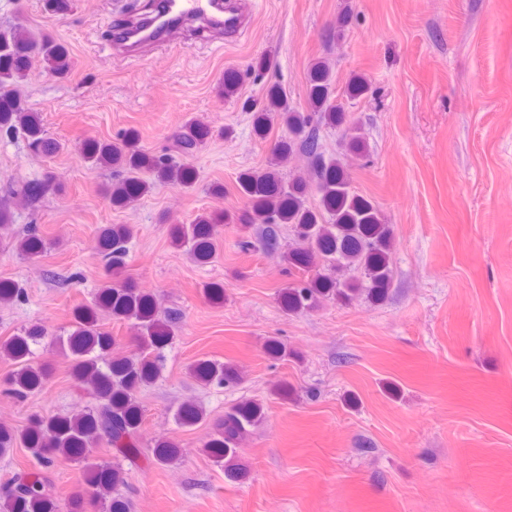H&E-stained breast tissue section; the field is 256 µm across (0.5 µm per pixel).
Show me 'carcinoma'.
<instances>
[{
	"label": "carcinoma",
	"mask_w": 512,
	"mask_h": 512,
	"mask_svg": "<svg viewBox=\"0 0 512 512\" xmlns=\"http://www.w3.org/2000/svg\"><path fill=\"white\" fill-rule=\"evenodd\" d=\"M38 66L59 80H66L72 61L67 49L48 33L36 35L21 25L0 29V130L25 137L36 151L51 155L60 149V144L45 136L38 114L25 108L21 98V88ZM308 107L307 112L291 107L287 94L273 86L267 92L265 108L256 116V128L264 134L271 115L281 119L286 132L274 144L272 153L284 155L297 149L308 155L311 181L319 196L318 207L307 205L311 181L300 177L285 186L279 172L271 166L240 179V188L248 200L245 210L238 214H205L192 224H175L172 242L207 262L215 255L217 228L223 223L241 224L246 229L258 225L255 241H245L243 247L265 250L278 245L281 228L286 224L297 240V247L288 253V262L298 274L304 275L317 266H345L359 273L344 282L321 274L297 281L281 291V303L286 310L310 309L323 300L335 298L341 288L362 287L366 281L367 295L379 300L391 279L390 228L370 201L351 190L341 160L326 157L322 149L320 127H337L347 122L346 113L333 101L332 72L323 61L314 63L311 69ZM214 133L224 136L228 129L215 130L190 119L177 129L175 139L188 153ZM82 156L93 167L122 170V178L107 192L113 204H127L148 192L151 185L142 177L145 172L152 173L160 182L184 189H192L196 184V173L188 163L169 154L155 156L145 152L133 131L112 141H87L82 146ZM60 187V178L49 172L41 179L23 183L20 194L35 200L55 193ZM131 235V229L124 224L103 229L99 247L106 257L107 282L93 305L74 309L69 329L56 337L60 348L73 360L74 380L90 390L98 405L64 415L35 416L20 431L0 425V458L16 448H28L38 462V467L13 475L0 497V512H57V505L47 491L46 469L60 455L85 465L86 489L73 494L69 512H85L88 496L98 501L100 512H127L126 502L114 495L124 484L120 464H87L85 460L89 448L102 439L125 458L142 454L136 440L142 423L137 394L159 375L160 350L172 340L179 319L175 312L162 319L157 317L152 293L112 279L124 264ZM44 248L45 241L35 227L18 239L0 238V251L35 256ZM100 310L137 328L135 346L129 354L111 355L114 338L101 327ZM45 336V328L28 327L0 341V359L11 363L9 372L0 378V390L5 394L23 400L43 387L48 372L33 365L31 358L34 347ZM192 372L205 385L222 386L233 378V371L217 360H200ZM260 417V406L255 403L236 405L225 412L224 421L214 426L205 443L213 462L234 471L237 443ZM174 418L179 426L191 428L204 419V412L198 405L185 402L177 408ZM152 455L155 462L170 465L178 459V448L173 442L160 439L155 442Z\"/></svg>",
	"instance_id": "1"
}]
</instances>
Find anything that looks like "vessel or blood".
<instances>
[{
  "instance_id": "obj_1",
  "label": "vessel or blood",
  "mask_w": 512,
  "mask_h": 512,
  "mask_svg": "<svg viewBox=\"0 0 512 512\" xmlns=\"http://www.w3.org/2000/svg\"><path fill=\"white\" fill-rule=\"evenodd\" d=\"M251 14V0H166L155 29H130L117 43L127 49L145 43L174 44L180 40L184 24L195 20L209 41L227 45L249 29Z\"/></svg>"
}]
</instances>
